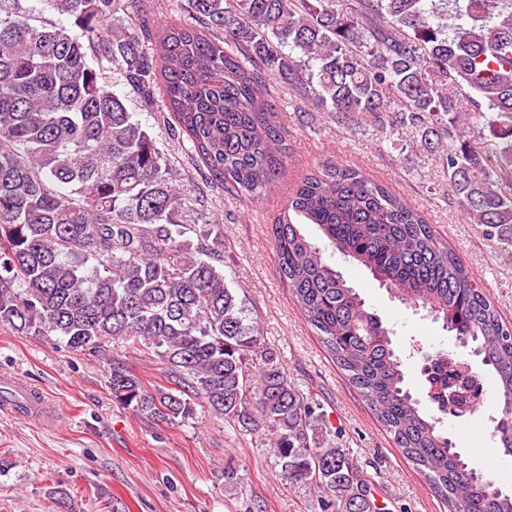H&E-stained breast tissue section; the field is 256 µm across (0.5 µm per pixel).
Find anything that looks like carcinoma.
I'll return each mask as SVG.
<instances>
[{"label": "carcinoma", "mask_w": 512, "mask_h": 512, "mask_svg": "<svg viewBox=\"0 0 512 512\" xmlns=\"http://www.w3.org/2000/svg\"><path fill=\"white\" fill-rule=\"evenodd\" d=\"M20 2L0 0V327L76 352L112 342L152 356L171 387L148 388L114 358L113 403L185 424L201 399L229 423L271 428L281 476L313 484L321 512H384L320 404L248 321L221 238L176 219L184 201L150 128L89 60L110 61L150 109L162 88L157 121L243 202L269 191L286 161L268 77L339 122L408 125L471 223L512 247V0H354L347 12L340 0H191L205 26L159 25L148 50L123 0H47L68 27L31 21ZM271 232L308 322L448 512H512V494L475 475L421 410L391 331L332 261L365 267L475 346L506 403L493 418L498 449L512 455V327L460 256L417 209L334 159L296 185ZM435 357L434 390L469 374Z\"/></svg>", "instance_id": "obj_1"}]
</instances>
